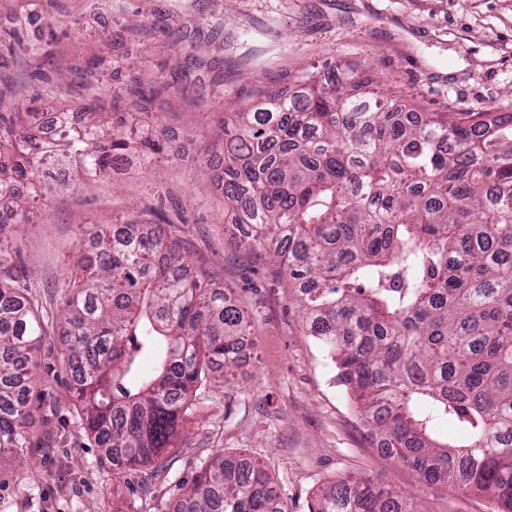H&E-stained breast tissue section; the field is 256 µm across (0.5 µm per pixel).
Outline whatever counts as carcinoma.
Segmentation results:
<instances>
[{"mask_svg": "<svg viewBox=\"0 0 512 512\" xmlns=\"http://www.w3.org/2000/svg\"><path fill=\"white\" fill-rule=\"evenodd\" d=\"M370 74L294 77L256 90L202 132L224 153L225 245L278 266L302 326L339 369L373 447L425 486L478 492L512 512V114L422 112L378 94ZM140 112L88 99L0 114V450L28 448L43 327L11 285L4 238L25 222L46 163L109 178L137 150L171 146ZM67 283L58 335L73 402L112 470L162 469L205 368L236 364L247 312L193 270L160 224L90 233ZM153 367L145 369V358ZM442 423L456 434L438 432ZM173 512H287L262 463L212 458ZM312 512H422L381 475L347 476Z\"/></svg>", "mask_w": 512, "mask_h": 512, "instance_id": "cac0c4a2", "label": "carcinoma"}]
</instances>
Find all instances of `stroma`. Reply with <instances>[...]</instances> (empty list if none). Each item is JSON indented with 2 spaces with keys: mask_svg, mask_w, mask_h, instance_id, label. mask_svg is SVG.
Listing matches in <instances>:
<instances>
[{
  "mask_svg": "<svg viewBox=\"0 0 512 512\" xmlns=\"http://www.w3.org/2000/svg\"><path fill=\"white\" fill-rule=\"evenodd\" d=\"M97 66L94 90L77 68ZM373 63L386 94L428 112L512 113V0H0V110L82 109L90 94L131 111L134 78L168 86L152 103L179 153L154 172L129 165L104 182L44 193L13 243L17 287L47 330L35 353L44 407L24 457L0 452V512H171L181 482L218 454L244 452L270 473L288 512H309L326 482L379 473L425 512H493L483 495L420 485L371 447L337 370L288 306L267 260L235 261L224 197L190 158L187 132L211 127L253 88L289 90L310 69ZM136 219L167 224L194 267L249 310L231 383L198 386L168 469L119 477L76 412L56 335L65 283L90 231Z\"/></svg>",
  "mask_w": 512,
  "mask_h": 512,
  "instance_id": "35a3bbf8",
  "label": "stroma"
}]
</instances>
